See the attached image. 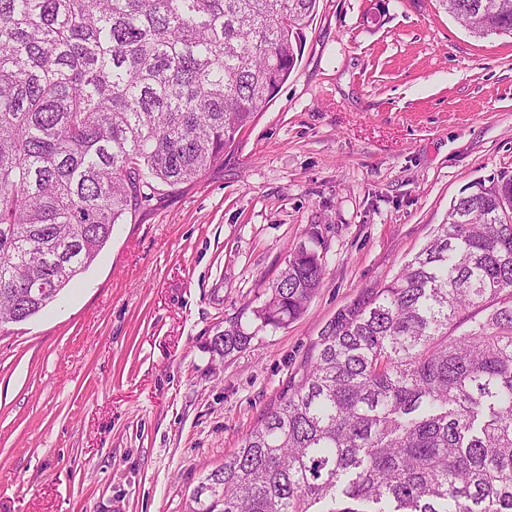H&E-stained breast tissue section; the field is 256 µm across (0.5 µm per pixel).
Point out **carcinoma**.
Returning <instances> with one entry per match:
<instances>
[{"label": "carcinoma", "mask_w": 512, "mask_h": 512, "mask_svg": "<svg viewBox=\"0 0 512 512\" xmlns=\"http://www.w3.org/2000/svg\"><path fill=\"white\" fill-rule=\"evenodd\" d=\"M470 34L512 0H439ZM317 0H0V332L55 302L157 185L197 180L301 54ZM288 255L260 327L300 317ZM224 354L252 334L233 322ZM512 512V176L450 203L400 273L322 330L186 512Z\"/></svg>", "instance_id": "1"}]
</instances>
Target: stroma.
Returning a JSON list of instances; mask_svg holds the SVG:
<instances>
[{"label":"stroma","instance_id":"obj_1","mask_svg":"<svg viewBox=\"0 0 512 512\" xmlns=\"http://www.w3.org/2000/svg\"><path fill=\"white\" fill-rule=\"evenodd\" d=\"M285 84L198 181L116 225L80 280L0 334V512H184L337 311L478 181L512 175V34L438 0H319ZM317 239L304 314L258 328ZM252 332L230 355L215 335Z\"/></svg>","mask_w":512,"mask_h":512}]
</instances>
